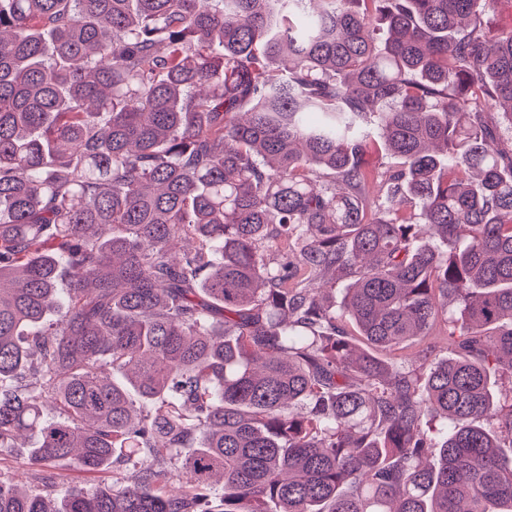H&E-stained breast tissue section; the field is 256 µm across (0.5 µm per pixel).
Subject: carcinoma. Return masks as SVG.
Segmentation results:
<instances>
[{
    "label": "carcinoma",
    "mask_w": 512,
    "mask_h": 512,
    "mask_svg": "<svg viewBox=\"0 0 512 512\" xmlns=\"http://www.w3.org/2000/svg\"><path fill=\"white\" fill-rule=\"evenodd\" d=\"M308 2L0 0V512H512L501 0ZM368 162V169L371 172V180L368 186V190L370 192V195H372L377 189V187L375 186L380 181L383 172L386 171L388 168L398 165V159L394 158L389 153L384 151L382 146L379 144L378 150H375L373 153L370 154V156H368ZM447 329V324L444 320H440L436 327L434 328L431 336H428L427 339L420 345V347H426L427 345L431 346V358L432 361L425 363L422 365L421 363H416L414 368L416 367L417 372L423 373L426 371L429 364L432 362H436L439 359L443 358L446 355L445 342L446 336L445 331ZM494 394L496 398L495 412L501 417L506 416L512 403V372L503 369L495 378ZM29 465L24 456L14 454L13 457L0 460V480L25 479L30 476Z\"/></svg>",
    "instance_id": "carcinoma-1"
}]
</instances>
